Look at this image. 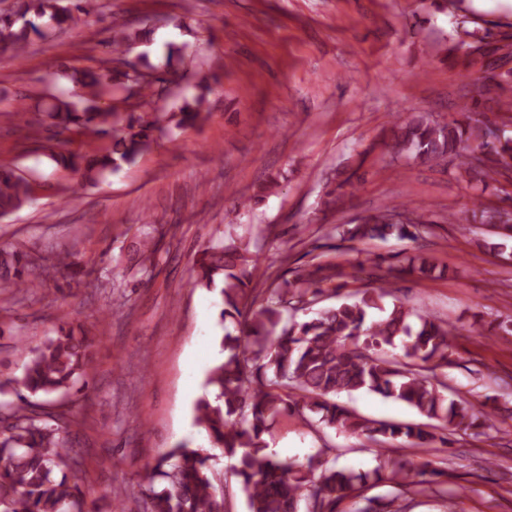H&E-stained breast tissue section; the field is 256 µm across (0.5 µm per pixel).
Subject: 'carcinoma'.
<instances>
[{"mask_svg": "<svg viewBox=\"0 0 512 512\" xmlns=\"http://www.w3.org/2000/svg\"><path fill=\"white\" fill-rule=\"evenodd\" d=\"M97 10L95 0H13L0 15V50L22 56L49 25L77 27ZM147 33L125 30L112 43L113 56L94 70H64L72 88L51 94L47 116L63 134L96 136L108 141L93 154L71 151L72 138L50 149L52 159L73 170L80 181L94 183L121 164L134 163L154 142L166 122L192 128L208 117L211 92L206 81L194 86L177 112L122 114L107 100L114 91L136 89L138 106L166 92L165 79L149 64L130 62L127 54ZM464 69L482 64L496 81L498 109L489 113L480 99L460 106L462 119L435 123L423 116L394 125L384 147L392 156L428 163L453 157L470 177L495 183L512 173V69L496 72L491 53L460 56ZM34 201L30 180L18 169L0 166V216ZM472 221L503 228L512 237V210L476 199ZM423 216L386 208L343 231L349 240L384 238L393 233L417 239ZM156 243L146 232L140 242L143 268L153 265ZM25 253L0 254V288H38L39 277L23 278ZM197 285L220 287V317L230 323L219 337L220 359L209 369L205 392L194 406V426L211 448L231 461V471L248 512H337L352 501L351 512H404L402 497L431 483L441 471L407 458L391 462L390 477L378 466L368 471L336 468V449L324 446L303 463L267 452L264 436L278 417H297L317 426L364 438L383 453V445L431 448L437 430L478 429L494 410L475 412L471 404L448 396L442 370L452 363L456 330L429 312H417L387 285L340 294L326 284L346 276L332 263L316 264L290 279L272 278L266 288L254 281L256 259L234 239L203 249L196 260ZM433 258L419 249L398 273L430 276ZM392 302H386V299ZM92 344L74 330L58 333L28 351L22 374L0 380V410L11 419L0 432V512H94L85 491L69 476L80 465L70 448L71 421L62 412L45 410L69 393L92 369ZM369 391L403 402L437 424L370 420L336 401L341 393ZM215 454L185 441L161 453L140 483L145 512H227L224 491L216 481ZM394 491L365 497L367 487L385 482Z\"/></svg>", "mask_w": 512, "mask_h": 512, "instance_id": "1", "label": "carcinoma"}]
</instances>
